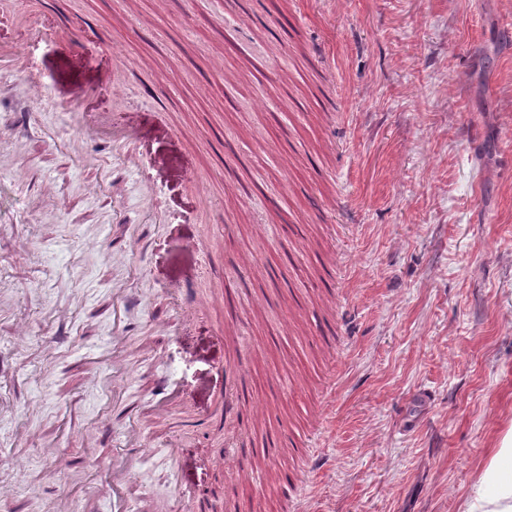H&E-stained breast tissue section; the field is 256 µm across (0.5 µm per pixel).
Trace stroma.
Wrapping results in <instances>:
<instances>
[{
  "label": "stroma",
  "instance_id": "35a3bbf8",
  "mask_svg": "<svg viewBox=\"0 0 512 512\" xmlns=\"http://www.w3.org/2000/svg\"><path fill=\"white\" fill-rule=\"evenodd\" d=\"M0 118V512H112L133 426L131 512L222 504L235 336L249 438L314 450L242 512H462L512 426V0H0ZM141 447V436L135 429L129 437L126 448H113L112 456H92L89 462L92 466L112 474V511H127L126 492L130 487V476L136 467L134 448Z\"/></svg>",
  "mask_w": 512,
  "mask_h": 512
}]
</instances>
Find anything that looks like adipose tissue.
<instances>
[{
	"label": "adipose tissue",
	"mask_w": 512,
	"mask_h": 512,
	"mask_svg": "<svg viewBox=\"0 0 512 512\" xmlns=\"http://www.w3.org/2000/svg\"><path fill=\"white\" fill-rule=\"evenodd\" d=\"M463 507L464 512H512V428L489 455Z\"/></svg>",
	"instance_id": "ef3b65f1"
}]
</instances>
